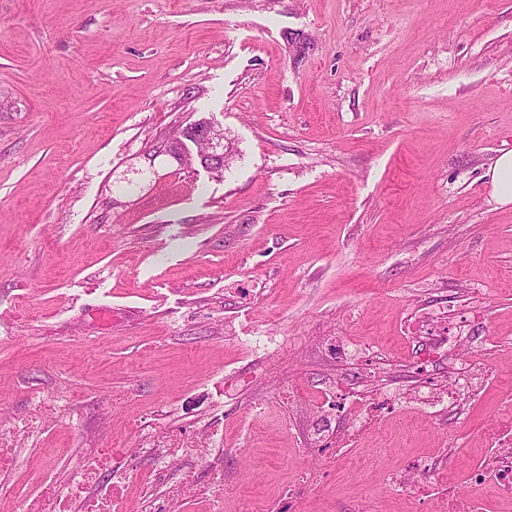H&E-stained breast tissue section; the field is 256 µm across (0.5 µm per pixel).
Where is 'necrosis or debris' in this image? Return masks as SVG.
I'll use <instances>...</instances> for the list:
<instances>
[{
    "label": "necrosis or debris",
    "instance_id": "4bbe7bcc",
    "mask_svg": "<svg viewBox=\"0 0 512 512\" xmlns=\"http://www.w3.org/2000/svg\"><path fill=\"white\" fill-rule=\"evenodd\" d=\"M489 439L497 451L471 467L466 482L473 489L491 487L498 491L501 503L512 512V422L489 428ZM206 456L214 473L224 471V451L220 448H135L117 452L109 448L91 451L92 467L84 469L68 486H45L31 497L23 512H114L118 501L124 498L126 478L138 472L146 480L136 512H180L181 502L205 497L218 502L220 494L208 481L184 480L172 485L171 475L179 466L197 456ZM149 459L148 471H140L142 459Z\"/></svg>",
    "mask_w": 512,
    "mask_h": 512
}]
</instances>
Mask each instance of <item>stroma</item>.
<instances>
[{
    "label": "stroma",
    "mask_w": 512,
    "mask_h": 512,
    "mask_svg": "<svg viewBox=\"0 0 512 512\" xmlns=\"http://www.w3.org/2000/svg\"><path fill=\"white\" fill-rule=\"evenodd\" d=\"M200 120L222 172L164 150ZM508 149L512 0H0V512L144 427L223 449L224 512L301 478L405 512L422 457L416 512L469 491L512 404ZM430 312L486 381L453 412ZM219 135L208 123L204 127L195 129L191 135L192 139L189 141L192 145H195L198 140H203L206 143L208 156L203 158L202 163L205 161V164L202 166L210 171H222L228 164L229 153L224 149ZM485 176L491 187V197L500 206L512 204V150L502 151Z\"/></svg>",
    "instance_id": "obj_1"
}]
</instances>
